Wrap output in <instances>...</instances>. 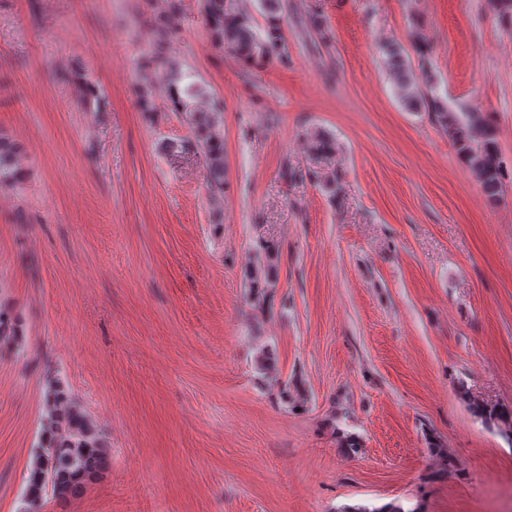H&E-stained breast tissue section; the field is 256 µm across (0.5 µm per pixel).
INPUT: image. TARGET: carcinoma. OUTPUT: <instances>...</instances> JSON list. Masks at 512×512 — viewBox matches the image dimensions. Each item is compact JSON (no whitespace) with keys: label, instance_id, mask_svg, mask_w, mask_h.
Masks as SVG:
<instances>
[{"label":"carcinoma","instance_id":"carcinoma-1","mask_svg":"<svg viewBox=\"0 0 512 512\" xmlns=\"http://www.w3.org/2000/svg\"><path fill=\"white\" fill-rule=\"evenodd\" d=\"M204 14L214 43L233 52L242 62L257 65L278 53L282 43L279 25L275 24L282 0H263L269 14L267 36L257 37L249 16L231 8L228 0H203ZM387 66L399 99L410 111L425 110L454 140L458 152L479 179L483 192L496 198L503 187V162L495 132L474 112H450L439 97L420 87L404 49L399 45L384 48ZM174 105L186 112L198 138L206 164V180L213 190L224 189V137L214 115L194 109L172 91ZM19 144L0 133V185L14 182ZM265 261L246 266L249 296L254 308L261 311L266 297L277 288L273 274L275 246L264 248ZM474 414L497 426L512 438V407L489 404L468 398ZM111 459L98 428L80 406L70 398L64 385L56 379L47 383L43 427L39 451L29 465L26 477L28 502L37 505L46 489L53 497L66 502L86 485L110 469Z\"/></svg>","mask_w":512,"mask_h":512}]
</instances>
